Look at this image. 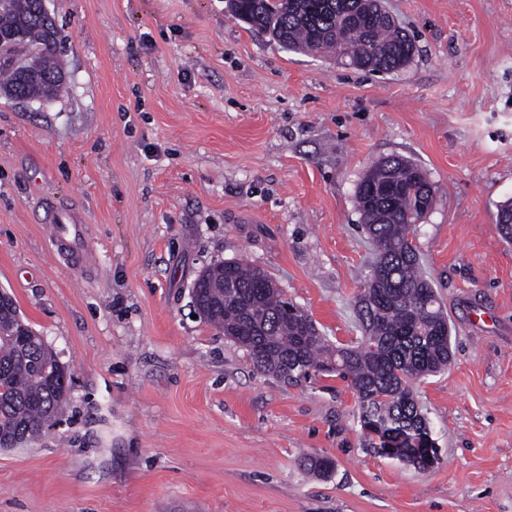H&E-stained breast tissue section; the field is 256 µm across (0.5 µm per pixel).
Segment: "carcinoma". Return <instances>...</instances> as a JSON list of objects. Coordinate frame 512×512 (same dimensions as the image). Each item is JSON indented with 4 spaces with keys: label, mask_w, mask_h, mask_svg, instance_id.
Listing matches in <instances>:
<instances>
[{
    "label": "carcinoma",
    "mask_w": 512,
    "mask_h": 512,
    "mask_svg": "<svg viewBox=\"0 0 512 512\" xmlns=\"http://www.w3.org/2000/svg\"><path fill=\"white\" fill-rule=\"evenodd\" d=\"M231 12L290 51L336 53L354 68L389 73L406 67L415 45L376 4L364 0H228ZM58 27L42 0L0 4V94L37 101L59 94ZM427 173L391 157L372 165L355 191L363 230L388 274L368 296H358L362 336L334 346L305 311L285 297L268 272L241 261L202 271L207 292L224 309L204 320L224 330L260 372L283 383L310 374L349 382L368 446L428 470L437 461L429 422L413 383L447 369L451 329L433 283L421 270L408 226L432 208ZM67 370L43 337L26 324L12 298L0 302V448H15L48 430L69 402ZM300 464L325 475L333 462L303 456Z\"/></svg>",
    "instance_id": "1"
}]
</instances>
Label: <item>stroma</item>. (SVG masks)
<instances>
[{
  "instance_id": "1",
  "label": "stroma",
  "mask_w": 512,
  "mask_h": 512,
  "mask_svg": "<svg viewBox=\"0 0 512 512\" xmlns=\"http://www.w3.org/2000/svg\"><path fill=\"white\" fill-rule=\"evenodd\" d=\"M383 2L416 45L389 74L284 49L225 0H47L68 90L0 96V290L70 400L0 449V512H512V0ZM392 155L436 187L415 244L454 327L414 385L425 472L365 446L346 381L280 382L192 316L199 273L242 260L355 344L354 195ZM50 202L88 224L92 268L59 256Z\"/></svg>"
}]
</instances>
